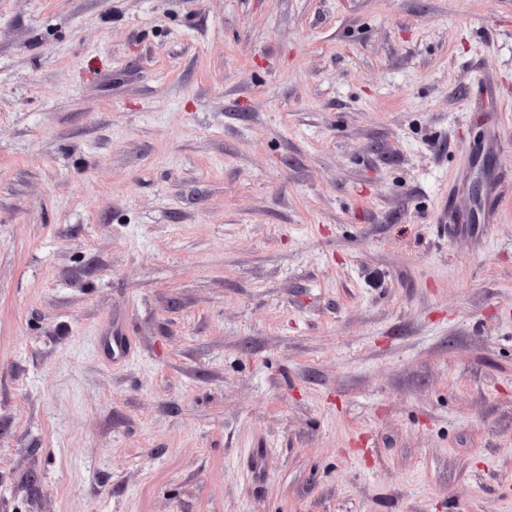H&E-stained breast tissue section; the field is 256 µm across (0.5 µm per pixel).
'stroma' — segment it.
<instances>
[{"label": "stroma", "mask_w": 512, "mask_h": 512, "mask_svg": "<svg viewBox=\"0 0 512 512\" xmlns=\"http://www.w3.org/2000/svg\"><path fill=\"white\" fill-rule=\"evenodd\" d=\"M0 512H512V0H0Z\"/></svg>", "instance_id": "35a3bbf8"}]
</instances>
